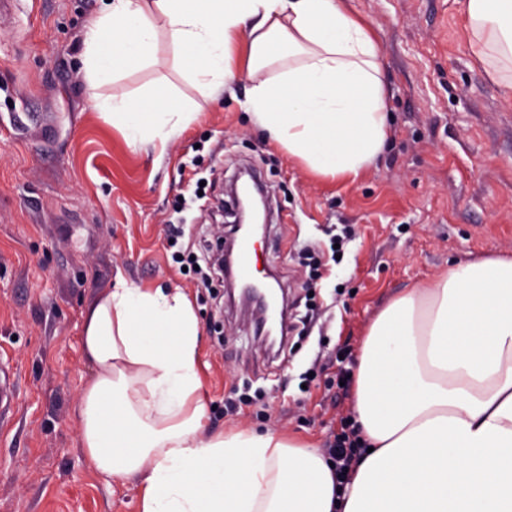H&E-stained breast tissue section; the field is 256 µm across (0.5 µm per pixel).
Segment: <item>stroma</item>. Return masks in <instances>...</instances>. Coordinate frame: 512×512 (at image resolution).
<instances>
[{"label":"stroma","mask_w":512,"mask_h":512,"mask_svg":"<svg viewBox=\"0 0 512 512\" xmlns=\"http://www.w3.org/2000/svg\"><path fill=\"white\" fill-rule=\"evenodd\" d=\"M347 3L373 30L392 127L353 182L316 176L274 148L241 106L247 83L211 99L162 38L159 64L126 69L100 92L136 100L163 84L198 117L166 146L130 149L87 96L80 56L100 0H21L15 24H0V365L17 389L0 420V512H140L136 484L106 482L81 442V391L94 373L83 314L116 276L187 295L210 431L270 430L321 449L351 415L352 393L301 392L314 359L342 348L356 370L369 325L394 296L454 263L512 257V96L470 48L465 0ZM247 168L262 175L272 211L256 274L272 275L289 300L305 297L297 246L325 245L331 225L355 230L318 283L308 337L273 361L250 309L221 281L205 289L180 273L168 242L177 219L179 247L216 236L208 208L175 210L190 177L216 176L213 199ZM274 380L283 390L267 415L225 414L232 387Z\"/></svg>","instance_id":"stroma-1"}]
</instances>
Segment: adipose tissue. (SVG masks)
<instances>
[{"label": "adipose tissue", "mask_w": 512, "mask_h": 512, "mask_svg": "<svg viewBox=\"0 0 512 512\" xmlns=\"http://www.w3.org/2000/svg\"><path fill=\"white\" fill-rule=\"evenodd\" d=\"M469 43L512 90V0H467ZM166 37L216 94L246 78L251 120L312 173L358 178L390 123L370 27L342 0H104L85 35L91 86L156 61ZM130 148L197 114L164 89L96 99ZM200 329L179 288L117 277L84 317L85 455L136 481L141 512H512V257L449 266L370 324L353 391L370 453L338 485L318 449L246 428L208 434Z\"/></svg>", "instance_id": "adipose-tissue-1"}]
</instances>
